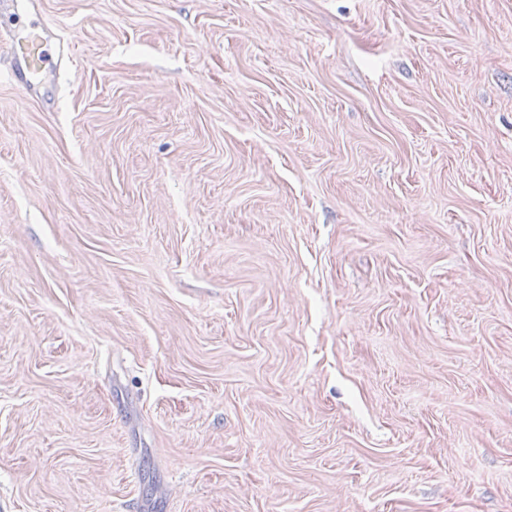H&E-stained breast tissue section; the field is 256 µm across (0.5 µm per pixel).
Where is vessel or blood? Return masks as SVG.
<instances>
[{"instance_id":"1","label":"vessel or blood","mask_w":512,"mask_h":512,"mask_svg":"<svg viewBox=\"0 0 512 512\" xmlns=\"http://www.w3.org/2000/svg\"><path fill=\"white\" fill-rule=\"evenodd\" d=\"M16 9V0H0V41L7 44L11 67L8 78L21 83L30 82L32 77L50 65L52 56L50 43L52 32L41 30L27 37H18L10 21Z\"/></svg>"}]
</instances>
